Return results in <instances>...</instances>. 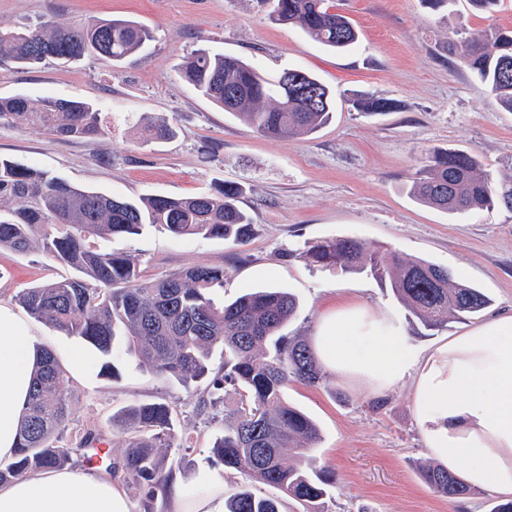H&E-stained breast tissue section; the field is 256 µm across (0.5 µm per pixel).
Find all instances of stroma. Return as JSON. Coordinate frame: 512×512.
<instances>
[{
  "label": "stroma",
  "mask_w": 512,
  "mask_h": 512,
  "mask_svg": "<svg viewBox=\"0 0 512 512\" xmlns=\"http://www.w3.org/2000/svg\"><path fill=\"white\" fill-rule=\"evenodd\" d=\"M334 5L359 34L356 45L342 51L272 22L270 0H0L4 28L128 18L153 33L138 53L119 62L49 59L0 73V97L84 100L104 114V132L92 139L0 127V157L127 200L188 197L240 183V205L253 218L245 246L177 238L151 225L139 236L99 238L95 244L135 254L149 280L193 265L222 267L224 285L211 293L218 304L257 288L287 289L299 302L284 328L290 336L313 338L323 316L350 299L392 317L429 354L450 337L512 311V210L498 206L451 215L417 203L407 191L425 157L437 149L475 152L494 179L512 174V112L500 110L469 69L438 51L457 32L512 28V0L491 16L475 11L468 0H449L440 8L425 0ZM204 45L270 74L287 67L313 73L336 101L331 122L292 140L254 132L182 78L185 60ZM356 96L392 99L399 108L364 114L350 104ZM160 116L170 120L175 136L139 142L138 126ZM344 237L448 268L455 279L482 288L492 303L481 317L427 328L389 286L367 273H341L301 257L309 244ZM70 274V268L39 254L0 250V302L14 304L21 288ZM113 362L118 377L102 372L95 356L84 377L69 380L66 440L78 441L90 431L100 441L96 461L77 455L72 468L105 471L110 453H122L126 443L112 429L113 413L135 401L165 399L179 417L178 438L167 453L171 482L187 484L208 470L232 493L240 474L212 468L209 456L224 433L225 413L238 405L237 395L226 392L223 402L211 404L206 383L186 389L159 380L122 348ZM285 396L318 423L320 440L312 455L336 473L324 512H489L499 499L490 490L452 499L422 480L418 466L433 456L415 414L414 378L375 397L366 382L335 377L326 387L290 384Z\"/></svg>",
  "instance_id": "1"
}]
</instances>
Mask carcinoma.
<instances>
[{"mask_svg": "<svg viewBox=\"0 0 512 512\" xmlns=\"http://www.w3.org/2000/svg\"><path fill=\"white\" fill-rule=\"evenodd\" d=\"M274 20L300 29L312 40L343 50L358 39L352 21L335 11L332 0H276ZM151 38L135 21L90 19L70 28L47 23L37 28H0V69L22 68L48 58L68 62L85 56L121 61ZM483 83L498 106L512 112V30L455 34L442 46ZM182 76L224 111L239 115L265 137L310 135L329 123L334 100L310 73L288 68L270 75L241 58L200 48L185 61ZM354 106L383 115L398 109L389 99H357ZM0 126L31 127L60 138H92L102 133L100 112L86 101L46 98L33 106L22 95L0 98ZM165 117L140 128L144 142L174 137ZM243 186L226 182L214 193L190 197L153 196L138 202L78 188L67 180L0 157V249L36 252L73 270L70 277L24 288L16 300L32 317L93 347L103 367L117 377L109 357L119 338L150 374L187 387L208 372L212 349L224 347V374L212 381L214 400L232 387L242 406L224 414V435L213 445L211 466L237 471L244 484L231 493L225 512H281L286 499L309 512L336 484L334 472L311 455L320 439L318 425L288 403V384L319 387L327 377L312 346L300 336L281 334L295 315L297 301L284 288H258L221 306L210 292L224 286V268L195 265L162 279L145 280L137 260L98 249L94 238L134 236L157 224L176 237L248 242L253 220L240 206ZM419 202L448 214L503 205L512 210V180L495 181L479 157L456 149L433 151L413 178ZM302 256L311 264L359 271L387 281L394 294L433 329L448 320L483 312L491 299L480 289L456 282L448 269L375 248L355 238L321 241ZM72 415L64 366L44 349L21 411L15 459L0 465V483L34 471L62 469L87 451L92 434L71 443L63 438ZM112 428L128 436L123 453L112 459L132 487L154 497L167 485L164 463L174 445L173 408L165 400L134 402L112 415ZM438 494H472L439 464L419 466ZM261 484L280 492L263 496Z\"/></svg>", "mask_w": 512, "mask_h": 512, "instance_id": "cac0c4a2", "label": "carcinoma"}]
</instances>
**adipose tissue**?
I'll return each instance as SVG.
<instances>
[{"label":"adipose tissue","instance_id":"obj_1","mask_svg":"<svg viewBox=\"0 0 512 512\" xmlns=\"http://www.w3.org/2000/svg\"><path fill=\"white\" fill-rule=\"evenodd\" d=\"M314 341L326 369L375 392L414 376L415 413L431 453L469 487L512 497V313L423 358L388 318L347 302L323 317ZM38 346L30 324L0 303L1 464L15 455ZM0 512H133V505L112 479L67 467L0 485ZM171 512H224L223 482L199 472L175 491Z\"/></svg>","mask_w":512,"mask_h":512}]
</instances>
